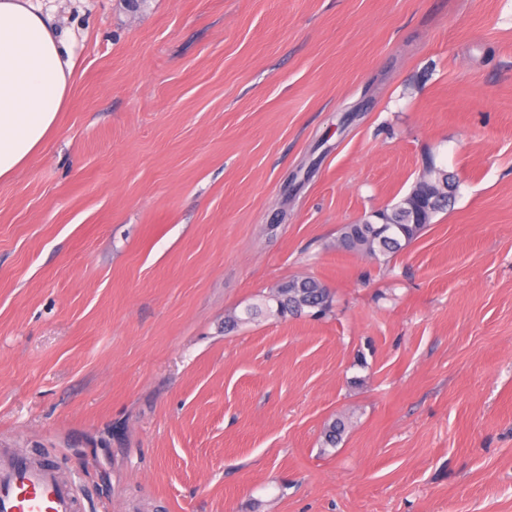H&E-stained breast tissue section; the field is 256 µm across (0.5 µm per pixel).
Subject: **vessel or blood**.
I'll return each mask as SVG.
<instances>
[{
  "label": "vessel or blood",
  "instance_id": "1",
  "mask_svg": "<svg viewBox=\"0 0 512 512\" xmlns=\"http://www.w3.org/2000/svg\"><path fill=\"white\" fill-rule=\"evenodd\" d=\"M0 512H78V504L53 464L18 456L0 458Z\"/></svg>",
  "mask_w": 512,
  "mask_h": 512
}]
</instances>
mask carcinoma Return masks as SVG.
<instances>
[{"mask_svg": "<svg viewBox=\"0 0 512 512\" xmlns=\"http://www.w3.org/2000/svg\"><path fill=\"white\" fill-rule=\"evenodd\" d=\"M425 172L443 177L446 190L439 197L432 193V186L423 185L428 190L422 203L410 210L409 205L400 199L366 217L367 223L345 224L338 230V245L348 252H360L374 259L387 261L415 241L435 216L446 210L455 198L458 184L456 179L429 158ZM331 303V292L318 279L312 276L293 278L268 295L259 297L258 302L245 308L246 318L237 316L229 319L232 324L248 322L262 312L276 316L320 315L327 311ZM347 423L342 418L329 422L323 431V447L334 448L346 432Z\"/></svg>", "mask_w": 512, "mask_h": 512, "instance_id": "1", "label": "carcinoma"}]
</instances>
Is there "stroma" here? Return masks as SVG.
I'll list each match as a JSON object with an SVG mask.
<instances>
[{"instance_id": "obj_1", "label": "stroma", "mask_w": 512, "mask_h": 512, "mask_svg": "<svg viewBox=\"0 0 512 512\" xmlns=\"http://www.w3.org/2000/svg\"><path fill=\"white\" fill-rule=\"evenodd\" d=\"M43 5L75 69L0 182V452L80 512H512V0ZM431 155L448 210L338 249ZM305 275L326 315L225 327Z\"/></svg>"}]
</instances>
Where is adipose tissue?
Masks as SVG:
<instances>
[{"label": "adipose tissue", "mask_w": 512, "mask_h": 512, "mask_svg": "<svg viewBox=\"0 0 512 512\" xmlns=\"http://www.w3.org/2000/svg\"><path fill=\"white\" fill-rule=\"evenodd\" d=\"M74 67L72 46L39 0H0V180L57 133Z\"/></svg>", "instance_id": "1"}]
</instances>
